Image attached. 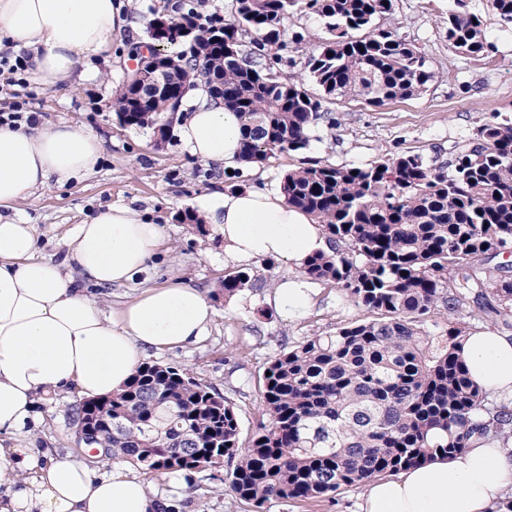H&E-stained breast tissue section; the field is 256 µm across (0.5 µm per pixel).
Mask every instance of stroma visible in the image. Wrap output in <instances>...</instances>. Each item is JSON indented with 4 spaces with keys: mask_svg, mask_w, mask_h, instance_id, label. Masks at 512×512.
<instances>
[{
    "mask_svg": "<svg viewBox=\"0 0 512 512\" xmlns=\"http://www.w3.org/2000/svg\"><path fill=\"white\" fill-rule=\"evenodd\" d=\"M163 0H124L127 26L112 43L109 54L91 57L89 74L65 90L44 85H19L0 79V113L23 103L42 118L69 122L90 130L103 142L97 172L64 186L49 182L19 208L22 223L33 225L38 257L62 261L67 233L112 204H126L152 217L165 228V242L151 262L150 282L184 284L204 292L214 309L207 336L195 345L159 354L158 362L189 369L201 382L231 393L241 406L243 436H250L261 418L259 380L282 339L296 340L335 331L337 322H350L360 311L335 288L324 285L311 313L289 322L273 307V285L288 273V264L267 259L250 264L262 289H246L234 304L224 301L222 282L234 271L224 260V242L211 225L181 224L178 212L198 210L214 193L227 192L230 180L223 166L192 157L178 138L155 147L149 128L120 123L113 97L133 66L132 47L148 41V24ZM448 0H393L390 12L376 21L421 49L437 76L419 95L372 106L359 98H339L330 104L340 124H320L303 153H275L264 164L243 168L239 185L279 186L281 176L302 160L366 167L397 153L421 155L429 164L447 162L450 152L472 142L479 127L492 120L512 118V28L502 25L488 0H472L482 15L494 53L472 60L450 51L444 36ZM288 31L303 32L305 52L296 54L293 75L304 77L310 53L326 32L322 19L308 11L288 16ZM80 399L52 394L41 409L45 421L34 434L36 447L86 460L79 447L72 413ZM226 467L193 473V493L184 512H253L251 505L233 500L225 481ZM362 490L346 489L313 504L271 501L263 512H360Z\"/></svg>",
    "mask_w": 512,
    "mask_h": 512,
    "instance_id": "1",
    "label": "stroma"
}]
</instances>
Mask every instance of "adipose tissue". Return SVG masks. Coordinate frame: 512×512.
Segmentation results:
<instances>
[{
    "instance_id": "obj_1",
    "label": "adipose tissue",
    "mask_w": 512,
    "mask_h": 512,
    "mask_svg": "<svg viewBox=\"0 0 512 512\" xmlns=\"http://www.w3.org/2000/svg\"><path fill=\"white\" fill-rule=\"evenodd\" d=\"M126 24L113 0H0V41L27 64L30 80L70 85L82 61L107 52ZM176 134L200 161L240 166L241 123L203 84L186 91ZM100 138L81 126L43 119L0 125V512H161L166 498L122 461L98 473L69 456L34 448L30 433L43 421L38 403L54 392L85 398L112 395L149 353L169 351L205 336L213 311L190 286H148L112 313L88 294L135 281L161 249L160 225L127 205H115L75 225L67 255L37 258L33 225L18 223L17 204L49 181L65 184L95 173ZM224 241V259L249 263L282 259L288 275L272 301L287 321L306 316L319 287L303 265L329 244L311 217L281 192L251 187L218 196L201 213ZM472 377L500 401H512V338L477 329L465 341ZM512 490V450L497 442L373 482L361 512H493Z\"/></svg>"
}]
</instances>
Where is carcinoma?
<instances>
[{"label":"carcinoma","instance_id":"carcinoma-1","mask_svg":"<svg viewBox=\"0 0 512 512\" xmlns=\"http://www.w3.org/2000/svg\"><path fill=\"white\" fill-rule=\"evenodd\" d=\"M448 48L477 59L494 52L471 0H448ZM392 0H234L232 19L200 22L193 0H177L149 22L147 49L175 73L169 94L142 101L126 81L113 110L128 126L158 129L190 80L224 85L238 114L250 165L276 151L306 149L326 121L323 104L353 96L380 106L423 91L435 72L397 34L374 27ZM512 27V0H490ZM305 10L327 37L308 60L320 94L283 77L304 36L283 21ZM185 48L169 53L165 45ZM357 174H352V171ZM288 203L304 210L332 253L311 255L305 274L331 284L363 317L330 335L285 345L263 375L262 420L241 440L238 406L186 369L142 363L110 396L76 410L77 443L96 458L129 460L144 473H183L233 463L235 499L319 501L342 489L463 453L472 439L512 447V409L469 375L461 355L476 317L512 327V118L480 126L477 138L433 166L418 154L367 167L310 162L281 178ZM494 267H489L490 263ZM258 287L249 269L224 276V299Z\"/></svg>","mask_w":512,"mask_h":512}]
</instances>
